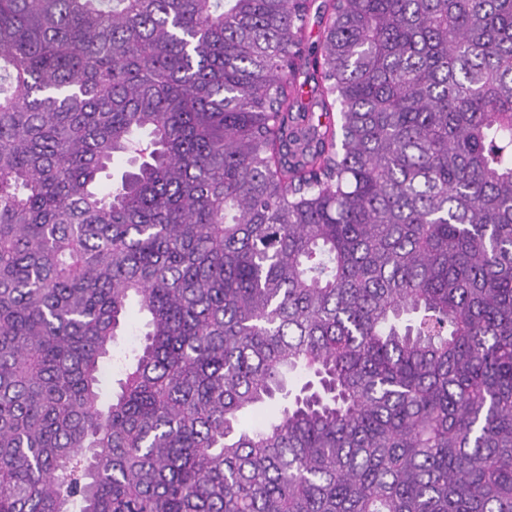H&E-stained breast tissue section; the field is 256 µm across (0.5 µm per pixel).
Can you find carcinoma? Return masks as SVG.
<instances>
[{
  "label": "carcinoma",
  "instance_id": "obj_1",
  "mask_svg": "<svg viewBox=\"0 0 512 512\" xmlns=\"http://www.w3.org/2000/svg\"><path fill=\"white\" fill-rule=\"evenodd\" d=\"M0 512H512V0H0Z\"/></svg>",
  "mask_w": 512,
  "mask_h": 512
}]
</instances>
